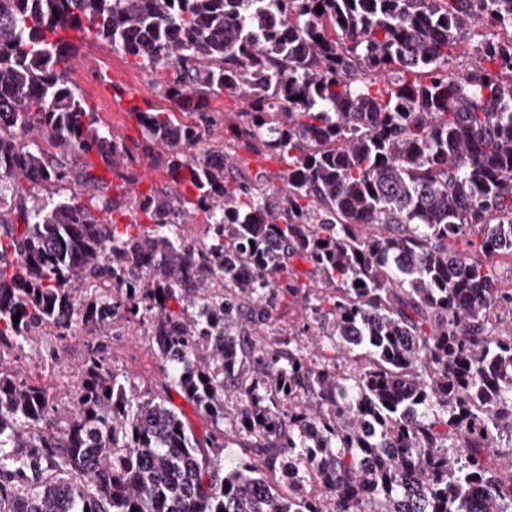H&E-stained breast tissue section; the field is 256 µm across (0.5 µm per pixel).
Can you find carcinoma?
I'll list each match as a JSON object with an SVG mask.
<instances>
[{
    "instance_id": "obj_1",
    "label": "carcinoma",
    "mask_w": 512,
    "mask_h": 512,
    "mask_svg": "<svg viewBox=\"0 0 512 512\" xmlns=\"http://www.w3.org/2000/svg\"><path fill=\"white\" fill-rule=\"evenodd\" d=\"M498 29L512 0H0V512H512ZM69 31L170 69L134 148ZM220 94L246 109L217 146L191 101ZM240 138L286 167L240 174ZM139 154L166 179L133 195ZM49 329L86 338L61 396L25 364ZM112 352L119 368L142 384L155 382L161 376V362L150 349L143 333H125L119 339L112 340Z\"/></svg>"
}]
</instances>
